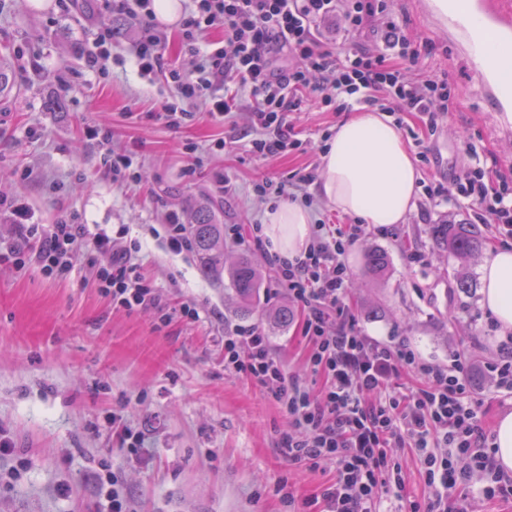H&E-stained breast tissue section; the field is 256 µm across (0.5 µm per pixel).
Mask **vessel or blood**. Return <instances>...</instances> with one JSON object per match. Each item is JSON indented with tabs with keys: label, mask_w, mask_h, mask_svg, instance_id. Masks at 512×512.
Here are the masks:
<instances>
[{
	"label": "vessel or blood",
	"mask_w": 512,
	"mask_h": 512,
	"mask_svg": "<svg viewBox=\"0 0 512 512\" xmlns=\"http://www.w3.org/2000/svg\"><path fill=\"white\" fill-rule=\"evenodd\" d=\"M448 30L473 54L512 52V0H448ZM485 87L500 108L512 104V73L499 72Z\"/></svg>",
	"instance_id": "obj_1"
}]
</instances>
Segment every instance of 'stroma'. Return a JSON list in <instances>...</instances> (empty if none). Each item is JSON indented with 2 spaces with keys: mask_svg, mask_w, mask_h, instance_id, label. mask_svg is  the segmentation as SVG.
I'll list each match as a JSON object with an SVG mask.
<instances>
[{
  "mask_svg": "<svg viewBox=\"0 0 512 512\" xmlns=\"http://www.w3.org/2000/svg\"><path fill=\"white\" fill-rule=\"evenodd\" d=\"M392 15L424 52L410 75L447 77L454 98L427 134L417 116L402 135L424 137L423 183L451 186L473 160L512 167V122L487 99L480 64L446 30L426 0H390ZM113 19L106 0H79L62 13L56 0L33 10L29 0H0V56L10 60L17 84L0 99V195L26 205L38 224L63 218L126 229L139 240L138 262L164 301L196 305L200 319L162 324L153 310L113 307L94 283L95 257L81 249L72 267L48 276L32 262L0 263V431L29 461L19 479H7L11 459L0 460V512H105L97 477L120 476L132 512H322V493L334 463L289 460L281 439L293 430L287 414L264 390L224 371L221 339L236 326L260 327L287 374L312 387L302 312L286 326L238 314L223 285L204 278L193 252H170L162 229L166 212H188L214 202L221 224H260L270 206L253 182L270 175L290 182L321 169L323 134L344 113L312 99L291 120L305 147L274 157L212 150L224 130L195 107L191 120L172 130L152 117L175 96L163 76L141 78L135 62L133 18L113 34L104 72L88 69L81 53ZM109 137L102 143L85 131ZM476 154H469L468 145ZM194 147L185 156V147ZM133 155L139 183L115 179L104 152ZM470 224L472 211L448 197L423 201L404 223L365 227L348 248L345 291L350 313L367 335L403 337L419 356L467 363L481 424L493 431L512 413V399L492 391L489 371L504 336L480 305L483 256L460 261L437 251L428 227ZM386 253L389 265L371 274L365 256ZM473 286L461 292L456 273ZM141 437L121 445L113 418ZM394 455L402 466V499H382L381 512H408L427 504L430 490L413 454ZM70 488L68 497L57 492Z\"/></svg>",
  "mask_w": 512,
  "mask_h": 512,
  "instance_id": "1",
  "label": "stroma"
}]
</instances>
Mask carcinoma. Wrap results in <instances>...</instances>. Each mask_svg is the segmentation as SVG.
I'll return each mask as SVG.
<instances>
[{
    "label": "carcinoma",
    "instance_id": "1",
    "mask_svg": "<svg viewBox=\"0 0 512 512\" xmlns=\"http://www.w3.org/2000/svg\"><path fill=\"white\" fill-rule=\"evenodd\" d=\"M187 230L200 270L216 281H224V225L217 223L215 209L201 204L188 216ZM434 245L455 258L478 254L484 236L476 224L440 223L429 226ZM230 289L241 303L240 311L261 319L264 312L257 306L261 272L251 262L238 259L229 269Z\"/></svg>",
    "mask_w": 512,
    "mask_h": 512
}]
</instances>
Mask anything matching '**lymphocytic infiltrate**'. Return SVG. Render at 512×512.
<instances>
[{
    "mask_svg": "<svg viewBox=\"0 0 512 512\" xmlns=\"http://www.w3.org/2000/svg\"><path fill=\"white\" fill-rule=\"evenodd\" d=\"M194 10L180 30L183 49L198 62L187 71L164 64L165 36L156 22L154 0H112V11L137 20L135 59L142 77L166 70L177 96L161 101L155 118L171 129L189 117L187 104H202L216 123L244 120L248 140L220 138L217 149L244 151L267 158L300 149L288 116L302 111L311 94L321 93L324 106L359 104L402 115L419 114L434 127L451 98L447 79L412 80L409 66L422 51L387 12L385 0H348L345 31L371 25L380 33L377 46H353L343 55L326 48L316 26L336 12V0H193ZM224 31V44L201 48L200 34ZM283 50L288 64L279 68L273 54ZM223 84V94L213 87ZM249 92L255 105L240 113L239 92ZM429 198L449 195L474 209L480 223L512 236V171L474 164L455 177L449 190L427 188ZM14 226L0 263L34 257L45 274L70 269L77 248L98 257V286L116 307L127 311H166L156 288L140 272L139 243L114 248L102 228L85 224H32L25 208L13 206ZM225 234L240 245L265 250L284 286L303 312V333L310 346L307 365L322 380L309 388L287 375L267 337L255 328L224 334V370L241 374L262 387L289 418L295 433L284 436L282 448L294 461H331L336 478L325 490L326 512H376L380 494L399 495L401 466L396 448H414L433 497L427 512H460L449 489L477 484L489 501L512 497V474L500 470L488 435L473 405L467 368L459 359L448 366L420 362L405 342L383 343L362 332L345 302V268L341 261L358 227L342 230L314 225L302 253L294 259L272 252L258 224L248 229L229 224ZM417 369L421 387L395 390L400 367Z\"/></svg>",
    "mask_w": 512,
    "mask_h": 512,
    "instance_id": "lymphocytic-infiltrate-1",
    "label": "lymphocytic infiltrate"
}]
</instances>
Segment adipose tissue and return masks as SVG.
I'll return each instance as SVG.
<instances>
[{
    "label": "adipose tissue",
    "instance_id": "obj_1",
    "mask_svg": "<svg viewBox=\"0 0 512 512\" xmlns=\"http://www.w3.org/2000/svg\"><path fill=\"white\" fill-rule=\"evenodd\" d=\"M421 172L391 117L357 108L339 123L321 154L317 192L336 211L373 226L404 223L415 205ZM267 235L292 258L305 247L312 217L296 203L266 210ZM481 307L512 333V248L492 250L482 266Z\"/></svg>",
    "mask_w": 512,
    "mask_h": 512
}]
</instances>
